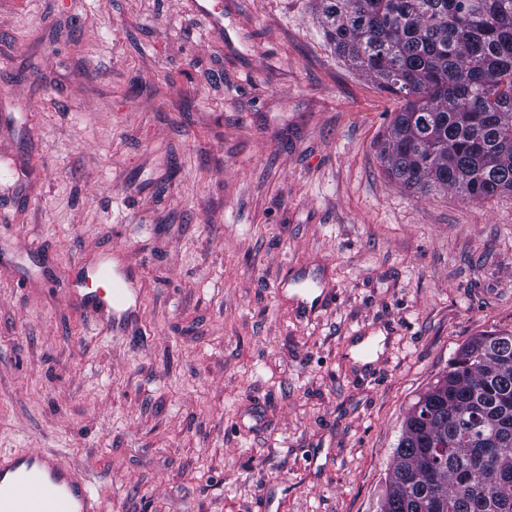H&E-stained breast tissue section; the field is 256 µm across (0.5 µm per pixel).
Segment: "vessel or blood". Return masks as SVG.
Listing matches in <instances>:
<instances>
[{"label": "vessel or blood", "mask_w": 512, "mask_h": 512, "mask_svg": "<svg viewBox=\"0 0 512 512\" xmlns=\"http://www.w3.org/2000/svg\"><path fill=\"white\" fill-rule=\"evenodd\" d=\"M71 292L82 309L109 331L135 322L130 271L100 266L80 274ZM92 476L38 448L0 451V512H100Z\"/></svg>", "instance_id": "b4317fda"}]
</instances>
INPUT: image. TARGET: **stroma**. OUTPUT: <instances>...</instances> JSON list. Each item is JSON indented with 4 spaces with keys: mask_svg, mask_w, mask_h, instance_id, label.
Here are the masks:
<instances>
[{
    "mask_svg": "<svg viewBox=\"0 0 512 512\" xmlns=\"http://www.w3.org/2000/svg\"><path fill=\"white\" fill-rule=\"evenodd\" d=\"M197 2L0 0V450L89 472L103 512H380L418 395L512 332V193L392 180L402 103L315 0H205L218 31ZM116 247L124 333L66 291Z\"/></svg>",
    "mask_w": 512,
    "mask_h": 512,
    "instance_id": "stroma-1",
    "label": "stroma"
}]
</instances>
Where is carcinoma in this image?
I'll return each mask as SVG.
<instances>
[{"label":"carcinoma","mask_w":512,"mask_h":512,"mask_svg":"<svg viewBox=\"0 0 512 512\" xmlns=\"http://www.w3.org/2000/svg\"><path fill=\"white\" fill-rule=\"evenodd\" d=\"M326 39L399 96L381 156L419 193L512 192V0H317ZM381 512H512V333L477 336L418 396Z\"/></svg>","instance_id":"cac0c4a2"}]
</instances>
